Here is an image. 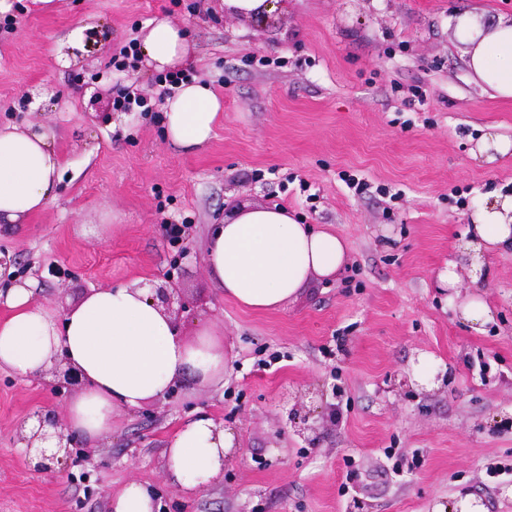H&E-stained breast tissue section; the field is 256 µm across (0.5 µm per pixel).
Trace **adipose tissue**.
Segmentation results:
<instances>
[{
  "label": "adipose tissue",
  "mask_w": 512,
  "mask_h": 512,
  "mask_svg": "<svg viewBox=\"0 0 512 512\" xmlns=\"http://www.w3.org/2000/svg\"><path fill=\"white\" fill-rule=\"evenodd\" d=\"M454 36L466 65L494 97L512 99V18L485 13L458 15ZM149 65L162 71L188 56L185 34L169 21L150 22L142 37ZM224 104L211 86L181 83L164 104L166 135L191 150L207 143ZM62 158L53 135L42 128H0V220L22 223L55 197ZM475 234L460 246L471 282L486 277L484 250L512 244V195L479 205ZM347 244L336 234L300 223L279 206H245L215 225L204 262L218 288L239 306L269 312L282 308L315 277L334 276L347 261ZM9 314L0 320V369L21 376L42 373L64 356L83 380L68 403L64 430L96 442L112 430V412L164 396L187 379L200 386L224 379V338L206 324L185 338L172 316L147 288L92 289L53 318L31 289L12 288L1 299ZM232 432L206 414L183 424L165 448L167 480L180 494L220 482Z\"/></svg>",
  "instance_id": "adipose-tissue-1"
}]
</instances>
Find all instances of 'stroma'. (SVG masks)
Returning <instances> with one entry per match:
<instances>
[{
	"instance_id": "stroma-1",
	"label": "stroma",
	"mask_w": 512,
	"mask_h": 512,
	"mask_svg": "<svg viewBox=\"0 0 512 512\" xmlns=\"http://www.w3.org/2000/svg\"><path fill=\"white\" fill-rule=\"evenodd\" d=\"M59 2L11 0L0 14V126L46 127L64 159L55 199L0 224V250L18 259L0 292L36 284L57 317L89 289L173 276L184 335L205 322L224 337V380L115 409L111 435L49 478L29 467L17 426L36 405L64 412L72 393L50 389V373L1 369L0 512H108L132 481L161 512H432L466 493L512 512V248H489L478 289L455 250L474 203L512 193V151L473 154L487 127L512 140V101L472 79L448 23L474 8L511 17L512 0H279L270 25L222 0ZM156 19L186 32L188 75L224 97L193 151L166 136L161 73L125 53ZM131 85L152 111L113 109ZM274 204L343 237L349 261L255 313L224 298L203 253L234 209ZM451 260L458 283L444 288ZM474 294L494 315L481 332L459 315ZM422 358L447 384L401 386ZM292 407L311 409L310 430ZM201 413L241 450L187 497L168 485L164 450Z\"/></svg>"
}]
</instances>
